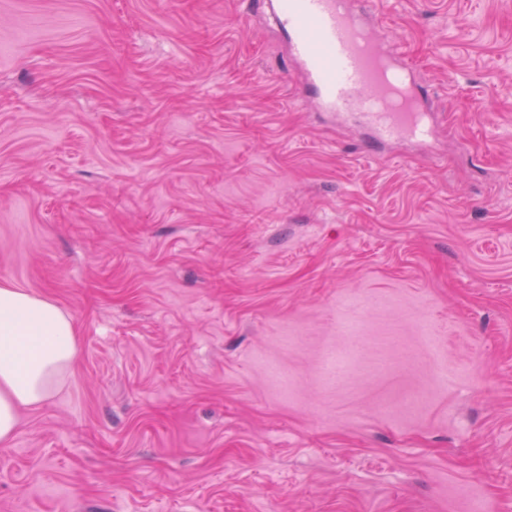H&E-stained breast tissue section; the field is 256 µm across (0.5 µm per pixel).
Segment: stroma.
Here are the masks:
<instances>
[{
  "instance_id": "35a3bbf8",
  "label": "stroma",
  "mask_w": 512,
  "mask_h": 512,
  "mask_svg": "<svg viewBox=\"0 0 512 512\" xmlns=\"http://www.w3.org/2000/svg\"><path fill=\"white\" fill-rule=\"evenodd\" d=\"M368 8L424 143L264 0H0V284L79 335L0 512H512V0Z\"/></svg>"
}]
</instances>
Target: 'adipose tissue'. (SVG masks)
<instances>
[{"label": "adipose tissue", "instance_id": "obj_1", "mask_svg": "<svg viewBox=\"0 0 512 512\" xmlns=\"http://www.w3.org/2000/svg\"><path fill=\"white\" fill-rule=\"evenodd\" d=\"M78 355L71 316L48 297L0 285V446L15 437L22 413L67 384Z\"/></svg>", "mask_w": 512, "mask_h": 512}]
</instances>
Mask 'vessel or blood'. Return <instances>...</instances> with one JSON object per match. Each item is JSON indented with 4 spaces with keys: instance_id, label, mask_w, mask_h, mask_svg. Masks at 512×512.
Instances as JSON below:
<instances>
[{
    "instance_id": "1",
    "label": "vessel or blood",
    "mask_w": 512,
    "mask_h": 512,
    "mask_svg": "<svg viewBox=\"0 0 512 512\" xmlns=\"http://www.w3.org/2000/svg\"><path fill=\"white\" fill-rule=\"evenodd\" d=\"M277 22L318 110L357 117L383 143L425 134L413 66L353 0H279Z\"/></svg>"
}]
</instances>
